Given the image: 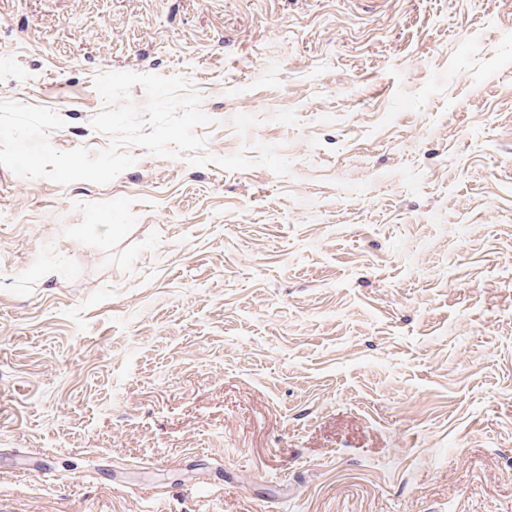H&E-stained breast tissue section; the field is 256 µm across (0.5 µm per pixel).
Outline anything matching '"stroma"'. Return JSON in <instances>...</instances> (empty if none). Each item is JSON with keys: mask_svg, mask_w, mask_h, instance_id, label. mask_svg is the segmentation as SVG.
Returning a JSON list of instances; mask_svg holds the SVG:
<instances>
[{"mask_svg": "<svg viewBox=\"0 0 512 512\" xmlns=\"http://www.w3.org/2000/svg\"><path fill=\"white\" fill-rule=\"evenodd\" d=\"M1 50L56 150L132 71L254 165L0 166V512H512V0H0Z\"/></svg>", "mask_w": 512, "mask_h": 512, "instance_id": "obj_1", "label": "stroma"}]
</instances>
